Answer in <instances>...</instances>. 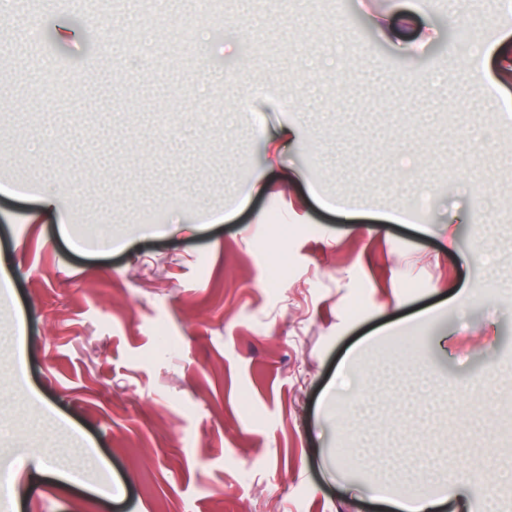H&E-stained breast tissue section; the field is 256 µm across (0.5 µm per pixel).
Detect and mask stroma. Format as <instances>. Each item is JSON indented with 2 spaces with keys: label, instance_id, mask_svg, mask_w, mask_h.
Masks as SVG:
<instances>
[{
  "label": "stroma",
  "instance_id": "obj_1",
  "mask_svg": "<svg viewBox=\"0 0 512 512\" xmlns=\"http://www.w3.org/2000/svg\"><path fill=\"white\" fill-rule=\"evenodd\" d=\"M493 18L512 0H0V159L63 204L0 193V512H397L373 487L440 457L425 490L468 495L438 512H512V75L459 44ZM75 430L98 467L34 482Z\"/></svg>",
  "mask_w": 512,
  "mask_h": 512
}]
</instances>
